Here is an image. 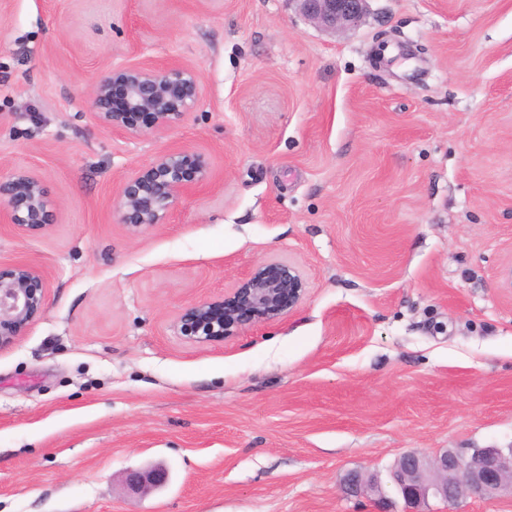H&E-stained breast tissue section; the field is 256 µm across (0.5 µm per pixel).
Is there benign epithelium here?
Listing matches in <instances>:
<instances>
[{"label": "benign epithelium", "mask_w": 512, "mask_h": 512, "mask_svg": "<svg viewBox=\"0 0 512 512\" xmlns=\"http://www.w3.org/2000/svg\"><path fill=\"white\" fill-rule=\"evenodd\" d=\"M310 20L331 31L361 24L366 0H295ZM119 95L120 106L113 104ZM201 99L195 71L178 61L156 69L121 66L112 69L92 91L94 119L103 127L131 137L161 133L185 120ZM210 183L208 165L188 149L160 152L148 165L136 169L120 185L116 212L120 223L135 229L164 223L179 201ZM54 221V207L40 177L15 169L0 178V222L37 233ZM45 281L41 270L21 263L0 272V347L22 335L42 309ZM304 280L292 263L259 266L236 288L216 301L186 307L179 315L180 333L192 339L222 342L245 327L281 318L301 299ZM166 471H130L127 485L137 491L162 486ZM391 482L402 497L404 512H425L429 498L456 502L465 492L482 498L512 494V448H476L468 457L446 451L432 458L411 453L402 456ZM345 493L366 497L373 512H387L386 492L379 479L360 472L344 480Z\"/></svg>", "instance_id": "1"}]
</instances>
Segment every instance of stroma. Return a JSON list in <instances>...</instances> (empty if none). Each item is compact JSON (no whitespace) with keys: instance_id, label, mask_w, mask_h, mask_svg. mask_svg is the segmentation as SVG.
Wrapping results in <instances>:
<instances>
[{"instance_id":"35a3bbf8","label":"stroma","mask_w":512,"mask_h":512,"mask_svg":"<svg viewBox=\"0 0 512 512\" xmlns=\"http://www.w3.org/2000/svg\"><path fill=\"white\" fill-rule=\"evenodd\" d=\"M173 60L202 90L183 123L95 121L112 68ZM172 148L209 186L120 223V184ZM17 167L55 220L0 223V271L46 283L0 348V512H372L349 472L512 448V0H368L336 33L294 0H0ZM272 260L305 282L287 315L178 332ZM167 480V473L163 469L148 471H130L126 476L127 485L137 491H146L162 486Z\"/></svg>"}]
</instances>
